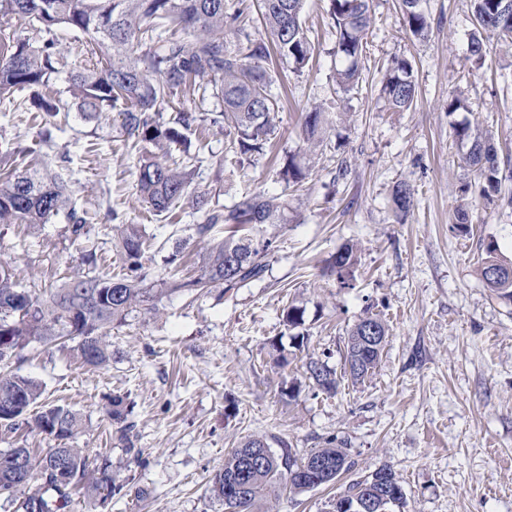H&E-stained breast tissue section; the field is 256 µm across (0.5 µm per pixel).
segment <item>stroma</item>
<instances>
[{
	"label": "stroma",
	"instance_id": "35a3bbf8",
	"mask_svg": "<svg viewBox=\"0 0 512 512\" xmlns=\"http://www.w3.org/2000/svg\"><path fill=\"white\" fill-rule=\"evenodd\" d=\"M370 6L360 78L346 90L335 79L341 62L327 0H306L302 22L314 58L299 72L288 60L267 61L277 131L264 153L241 164L224 162L230 135L213 121L216 99L186 92L204 118L188 134L190 190L207 206L184 203L172 220L147 213L137 195V153L124 147L117 113L87 120L67 105L46 138L27 92L0 99V135L65 175L111 272L119 270L113 223L144 225L150 266L162 276L165 257L209 211L228 210L248 192L287 203L263 280L228 293H176L156 313L134 309L112 331L108 368L79 367L37 342L25 350L19 372L42 383L47 401L81 413L89 424L81 445L120 466V494L101 506L73 497L69 512H224L210 480L250 436L300 457L331 442L354 463L335 484L282 493L273 512H329L354 480L384 465L402 481L406 512H512V303L477 274L484 240L512 256V207L470 197V233L452 229L460 186L477 178L460 165L458 124L493 138L502 190L512 191V50L491 37L484 58L470 55V0H422L431 23L423 40L404 26L398 0ZM397 57L411 60L417 83L404 112L389 110L380 92L382 72ZM452 95L465 99L466 111L449 112ZM316 107L327 131L311 150L301 117ZM286 151L307 174L297 191L278 174ZM400 182L415 190L401 221L389 204ZM65 226L61 217L34 228L0 224V259L15 262L32 289L55 286L77 264ZM349 240L359 265L353 287L343 288L321 269ZM291 303L305 311L309 341L278 368L273 345L290 342L281 313ZM370 313L390 328L374 372L359 384L341 381L331 396L306 381L308 358L342 368L348 330ZM295 378L296 398L282 396L281 383ZM115 395L133 407L140 456L127 454L105 418Z\"/></svg>",
	"mask_w": 512,
	"mask_h": 512
}]
</instances>
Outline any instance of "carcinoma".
I'll list each match as a JSON object with an SVG mask.
<instances>
[{
	"label": "carcinoma",
	"mask_w": 512,
	"mask_h": 512,
	"mask_svg": "<svg viewBox=\"0 0 512 512\" xmlns=\"http://www.w3.org/2000/svg\"><path fill=\"white\" fill-rule=\"evenodd\" d=\"M305 0H260L263 21L277 53L300 71L309 65L314 47L304 31L301 15ZM475 30L469 39L471 56L486 54L485 34L492 33L512 43V0H473ZM252 5L238 0L229 13L226 0H0V21L13 18L49 35L34 48L24 40L0 37V95L29 92L30 109L45 123L60 112V100L47 89L60 73L64 56L54 29L64 27L80 33L91 46L105 47L106 53L93 65L68 73L66 92L84 116L116 112L121 118L126 141L139 148L136 188L149 211L169 216L189 198L191 173L168 163L172 151L184 145L185 132L199 125L200 113L182 105L172 120L163 112L190 87L211 93L222 106L220 116L233 129L226 153L240 162L248 154L260 152L276 133L275 103L268 94L271 76L263 66L268 48L250 38L246 19ZM403 18L418 39L428 36L429 18L421 0H401ZM335 32V52L344 66L336 70L338 84L351 88L359 74L370 26V0H330L329 9ZM249 42L244 54L228 47L225 28ZM382 91L391 109L404 111L415 101L416 83L411 61L395 58L386 68ZM323 113L304 114L303 140L323 141ZM464 144L461 167L476 172L479 181L464 182L461 193L492 199L502 193L499 158L491 137L477 126L463 123L454 128ZM29 151L12 140L0 139V224H47L64 215L71 243L76 246L82 274L68 278L45 294L24 285L17 268L0 261V432H37L63 441L59 447L22 448L33 465L31 477L15 482L0 467V499L16 506L15 512H28L32 493L41 499V512H65L72 495L90 502L106 500L122 490L116 483L112 461L99 459L77 446L86 430L83 416L62 405L39 403L43 387L35 379L9 369L22 358L32 342L47 347L70 348L82 367L103 369L112 361V328L120 325L137 307L155 310L163 298L184 288L206 293L214 286L229 292L264 278L267 258L278 247L277 212L286 206L261 194L243 196L230 210L214 211L203 224L193 227L194 237L203 245L201 273L187 281L151 278L145 266L146 235L141 224H117L116 244L120 271L114 275L99 271L100 258L89 242L87 212L69 206L68 184L60 176L44 175L36 164L26 160ZM282 179L301 186L306 179L294 157L285 155ZM414 189L407 183L392 191L396 216L412 206ZM478 274L484 285L499 298L512 300V280L492 282L488 263L512 268V259L499 251L494 241L484 247ZM358 257L350 243L342 245L326 265V273L350 285ZM304 309L290 305L283 312V323L290 329L303 325ZM360 324L349 330L343 376L359 383L372 374L384 346L360 355L353 343ZM309 379L324 393L336 392V368L320 359L306 363ZM132 407L123 398H112L106 415L120 425L118 441L127 451L139 455L130 436L128 422ZM266 453L264 463L245 469L248 457ZM64 456L69 462V492L63 493L50 471L52 461ZM339 462L340 472L353 467L343 448L328 445L304 458L289 449L272 451L266 439L248 437L224 458V468L211 480V493L220 504L232 495V482L241 479L248 486L242 512H268L266 504L287 490L301 493L309 487L292 473L312 458ZM387 501L380 512H396L406 503L403 486L395 471L383 466L352 484L348 495H376Z\"/></svg>",
	"instance_id": "obj_1"
}]
</instances>
